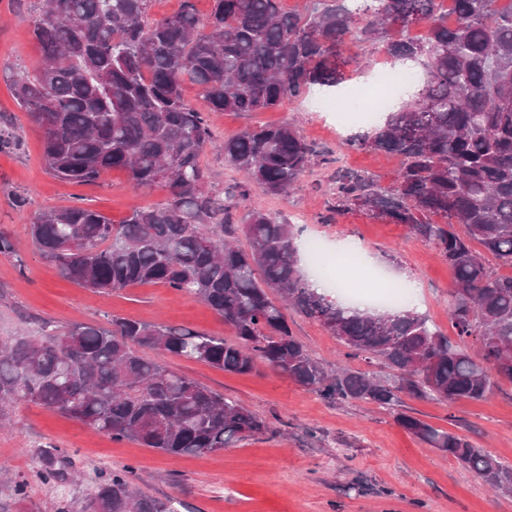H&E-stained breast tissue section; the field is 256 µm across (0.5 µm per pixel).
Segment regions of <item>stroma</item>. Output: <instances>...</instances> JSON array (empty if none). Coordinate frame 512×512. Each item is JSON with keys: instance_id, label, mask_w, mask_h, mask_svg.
Returning a JSON list of instances; mask_svg holds the SVG:
<instances>
[{"instance_id": "1", "label": "stroma", "mask_w": 512, "mask_h": 512, "mask_svg": "<svg viewBox=\"0 0 512 512\" xmlns=\"http://www.w3.org/2000/svg\"><path fill=\"white\" fill-rule=\"evenodd\" d=\"M39 0H0V128L12 130L17 149L0 153V230L8 232L12 255H0V339L41 335L45 322L109 326L116 317L185 327L235 341L233 329L203 302L160 284L134 285L103 295L59 276L33 245L29 226L40 213L66 205L99 211L120 223L133 207L167 197L164 187H136L122 169L106 172L98 184L56 179L47 170L42 133L16 104L12 72L34 69L41 60L31 19ZM184 93L206 112L214 141L200 161L215 187L241 175L224 159L225 139L260 125L294 123L322 150L324 161L306 170L288 196L257 195L265 212L294 218L303 214L300 240L321 237L327 252H357L367 271L413 289L414 307L446 335L453 272L433 247L401 224L353 209L325 223L331 177L339 167L359 169L391 186L401 159L373 150H353L346 141L360 123L340 126L332 112L317 111L315 88L300 99L263 112H212L193 85ZM288 324L313 358L343 363V347L319 323L295 309ZM167 365L237 401L259 417L267 433L224 450L171 457L134 441L115 442L87 425L33 403L15 405L0 424V512H80L104 462L132 468L133 481L147 495L173 501L175 512H512V494L493 493L452 456L429 448L400 427L393 416L362 402L336 404L258 365L237 375L170 356ZM403 412L452 432L499 461L512 465V382L497 384L485 400L439 402L404 397ZM67 452L75 474L46 484L38 477V448ZM24 482L25 498L4 488Z\"/></svg>"}]
</instances>
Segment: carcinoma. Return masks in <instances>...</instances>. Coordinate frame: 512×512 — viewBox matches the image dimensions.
<instances>
[{"label":"carcinoma","mask_w":512,"mask_h":512,"mask_svg":"<svg viewBox=\"0 0 512 512\" xmlns=\"http://www.w3.org/2000/svg\"><path fill=\"white\" fill-rule=\"evenodd\" d=\"M153 0H44L32 20L41 50L33 71L10 77L19 107L43 130V157L60 180L95 183L113 168L140 188L161 185L166 202L137 207L120 224L82 206L39 215L30 234L43 259L83 288L110 294L159 283L202 301L237 341L182 327L115 318L74 323L45 336L0 342V414L17 402L43 405L112 438L171 456L221 451L269 431L265 420L139 349L233 374L257 361L336 404L360 401L395 414L422 443L454 457L495 491L512 492V466L464 438L399 411L401 395L481 401L512 382V276L491 271L479 242L512 266V9L495 0H453L448 25L438 0H317L299 13L280 0H213L207 19L194 0L149 19ZM425 22V39L392 32ZM380 47L395 62L417 59L423 81L411 100L351 149L397 155L382 188L338 168L329 211L366 210L403 224L439 250L455 275L450 321L459 337L481 336L477 356L415 309L402 317L360 313L309 287L299 232L253 204L255 192L286 195L321 151L290 124L224 140V159L244 180L209 184L200 155L213 143L205 113L184 94L197 87L215 112L275 109L312 87L343 80L347 40ZM245 208L242 222L235 212ZM243 233L248 247L234 243ZM318 321L346 357L396 371L329 368L293 336L285 309ZM40 478L70 473V456L39 451ZM132 469L100 473L88 512H172L136 491Z\"/></svg>","instance_id":"carcinoma-1"}]
</instances>
